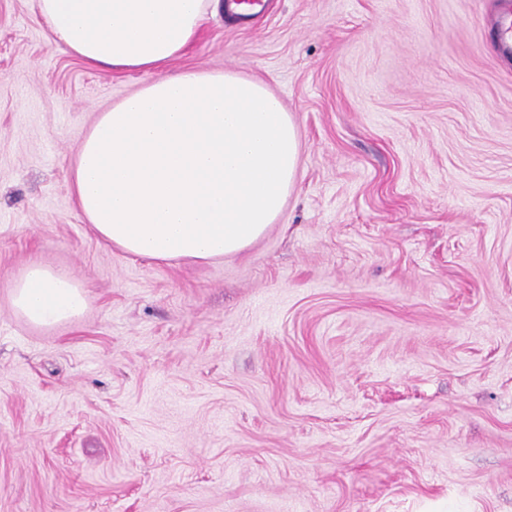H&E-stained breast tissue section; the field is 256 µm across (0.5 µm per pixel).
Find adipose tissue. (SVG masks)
Here are the masks:
<instances>
[{
  "label": "adipose tissue",
  "mask_w": 512,
  "mask_h": 512,
  "mask_svg": "<svg viewBox=\"0 0 512 512\" xmlns=\"http://www.w3.org/2000/svg\"><path fill=\"white\" fill-rule=\"evenodd\" d=\"M50 43L89 66L151 71L185 56L220 0H37ZM297 127L261 82L188 68L98 113L71 167L76 204L106 244L161 261L244 251L293 188ZM87 296L65 270L29 264L11 305L39 327L78 318Z\"/></svg>",
  "instance_id": "adipose-tissue-1"
}]
</instances>
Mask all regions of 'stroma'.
I'll return each instance as SVG.
<instances>
[{
	"label": "stroma",
	"instance_id": "35a3bbf8",
	"mask_svg": "<svg viewBox=\"0 0 512 512\" xmlns=\"http://www.w3.org/2000/svg\"><path fill=\"white\" fill-rule=\"evenodd\" d=\"M154 71L0 0V512H512V0H266ZM265 84L295 185L245 251L101 241L70 168L98 112L183 69ZM88 296L35 328L30 263Z\"/></svg>",
	"mask_w": 512,
	"mask_h": 512
}]
</instances>
